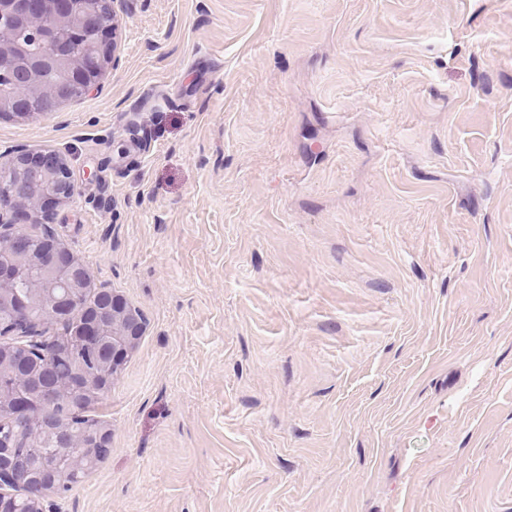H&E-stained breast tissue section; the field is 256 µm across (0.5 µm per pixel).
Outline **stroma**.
Instances as JSON below:
<instances>
[{"mask_svg": "<svg viewBox=\"0 0 512 512\" xmlns=\"http://www.w3.org/2000/svg\"><path fill=\"white\" fill-rule=\"evenodd\" d=\"M0 119L142 336L44 512H512V0H116ZM112 437V431L111 430H103L98 431L95 435V443H97V447H87L84 448L83 454L78 458L77 463L75 465V469L73 471L72 479L77 478L78 471L80 469L82 470H89L87 473L83 474L81 476V479L75 484L74 481H71V484L69 487L65 488L64 491H70L73 489V487L77 486L79 482L89 474L91 468L95 467L100 459L105 456L109 452V446L111 442ZM91 473V472H90Z\"/></svg>", "mask_w": 512, "mask_h": 512, "instance_id": "obj_1", "label": "stroma"}]
</instances>
